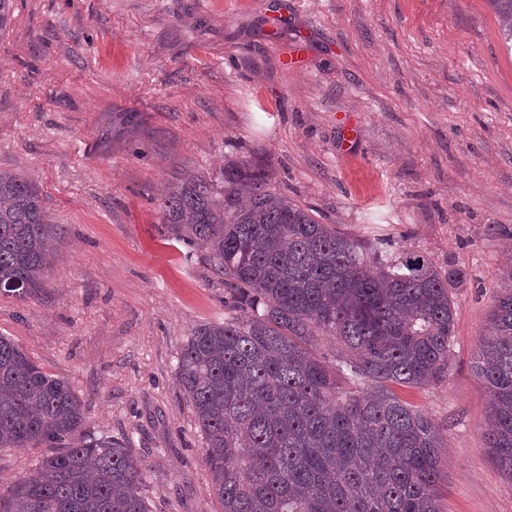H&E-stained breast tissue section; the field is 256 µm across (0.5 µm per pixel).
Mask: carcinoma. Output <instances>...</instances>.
I'll use <instances>...</instances> for the list:
<instances>
[{
	"instance_id": "carcinoma-1",
	"label": "carcinoma",
	"mask_w": 512,
	"mask_h": 512,
	"mask_svg": "<svg viewBox=\"0 0 512 512\" xmlns=\"http://www.w3.org/2000/svg\"><path fill=\"white\" fill-rule=\"evenodd\" d=\"M488 2L512 49V0ZM140 123L139 112L112 113V139L134 140ZM161 208L224 277V307L250 312L198 326L176 373L223 512H442L440 428L395 388L448 369L450 290L464 272L321 224L243 162L181 179ZM61 234L36 182L0 171V292L30 295ZM499 277L508 292L488 313L477 374L490 396L487 452L512 480V267ZM319 335L336 341L333 368L311 350ZM84 420L69 384L0 336V449H59L0 492V512H149L126 443L67 444Z\"/></svg>"
}]
</instances>
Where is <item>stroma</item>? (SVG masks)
Instances as JSON below:
<instances>
[{
    "label": "stroma",
    "mask_w": 512,
    "mask_h": 512,
    "mask_svg": "<svg viewBox=\"0 0 512 512\" xmlns=\"http://www.w3.org/2000/svg\"><path fill=\"white\" fill-rule=\"evenodd\" d=\"M0 32V171L33 179L63 225L31 295L0 294V335L82 401L79 438L125 440L150 512H222L176 380L224 279L165 224L179 179L228 161L323 224L455 266L448 370L398 395L443 434V512H512L483 438L476 374L512 262V51L487 0H13ZM144 121L102 143L104 116ZM44 444L0 450V488ZM112 141L123 143L134 140L140 129L141 113L139 112H112L111 117Z\"/></svg>",
    "instance_id": "stroma-1"
}]
</instances>
